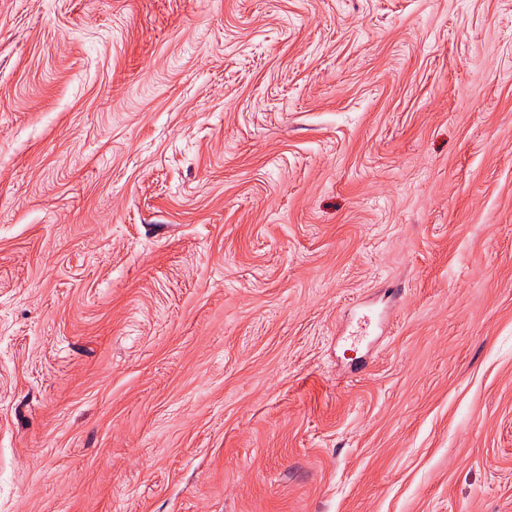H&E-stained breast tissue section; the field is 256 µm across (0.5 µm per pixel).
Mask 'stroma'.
<instances>
[{
	"instance_id": "stroma-1",
	"label": "stroma",
	"mask_w": 512,
	"mask_h": 512,
	"mask_svg": "<svg viewBox=\"0 0 512 512\" xmlns=\"http://www.w3.org/2000/svg\"><path fill=\"white\" fill-rule=\"evenodd\" d=\"M0 512H512V0H0Z\"/></svg>"
}]
</instances>
